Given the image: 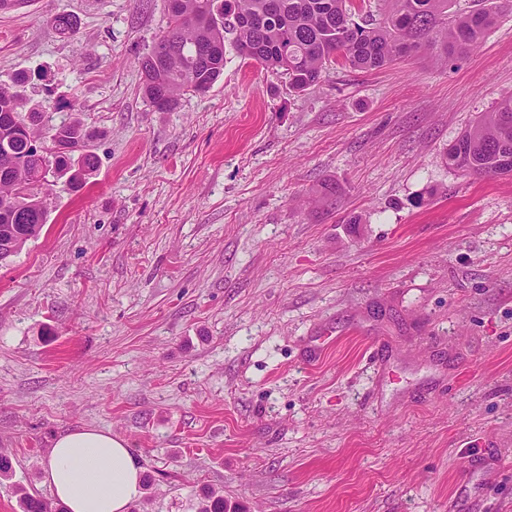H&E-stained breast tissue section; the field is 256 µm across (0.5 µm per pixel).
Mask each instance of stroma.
<instances>
[{
  "label": "stroma",
  "instance_id": "1",
  "mask_svg": "<svg viewBox=\"0 0 512 512\" xmlns=\"http://www.w3.org/2000/svg\"><path fill=\"white\" fill-rule=\"evenodd\" d=\"M166 22L165 0L0 11V83L96 157L0 266L16 481L60 512L49 448L90 426L142 463L137 512L208 486L240 512H512V174L445 160L512 91V11L449 66L336 65L300 95L228 42L158 112L139 61Z\"/></svg>",
  "mask_w": 512,
  "mask_h": 512
}]
</instances>
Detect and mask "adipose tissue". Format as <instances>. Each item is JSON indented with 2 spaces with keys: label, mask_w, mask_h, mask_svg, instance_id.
<instances>
[{
  "label": "adipose tissue",
  "mask_w": 512,
  "mask_h": 512,
  "mask_svg": "<svg viewBox=\"0 0 512 512\" xmlns=\"http://www.w3.org/2000/svg\"><path fill=\"white\" fill-rule=\"evenodd\" d=\"M44 482L66 512H130L143 493V468L124 440L82 426L55 439Z\"/></svg>",
  "instance_id": "adipose-tissue-1"
}]
</instances>
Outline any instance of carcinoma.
I'll return each instance as SVG.
<instances>
[{"instance_id": "1", "label": "carcinoma", "mask_w": 512, "mask_h": 512, "mask_svg": "<svg viewBox=\"0 0 512 512\" xmlns=\"http://www.w3.org/2000/svg\"><path fill=\"white\" fill-rule=\"evenodd\" d=\"M389 10L377 20L368 0H183L182 10L168 12L157 44L178 54L179 66L160 68L148 53L140 61L142 92L158 111H170L188 91L205 92L224 73V41L231 38L239 54L267 69L281 70L298 93L315 86L328 65L340 62L372 71L397 60L425 54L441 66L477 49L494 26L499 7L449 13L450 0H387ZM207 36L217 51L204 59L200 39ZM15 114L22 129H0V168L20 167L25 179L40 182V174L68 176L72 185L85 181L94 162L73 154L35 156L27 140L57 138L76 151L87 148L92 134L78 120L44 132L38 112L23 114V102L10 87L0 85V113ZM448 165L469 175L512 172V92L483 112L448 149ZM45 224V211L34 189L21 195V183L0 181V236L13 228L29 241ZM21 512H49L43 500L16 483L9 485ZM197 512H227L224 495L205 491Z\"/></svg>"}]
</instances>
